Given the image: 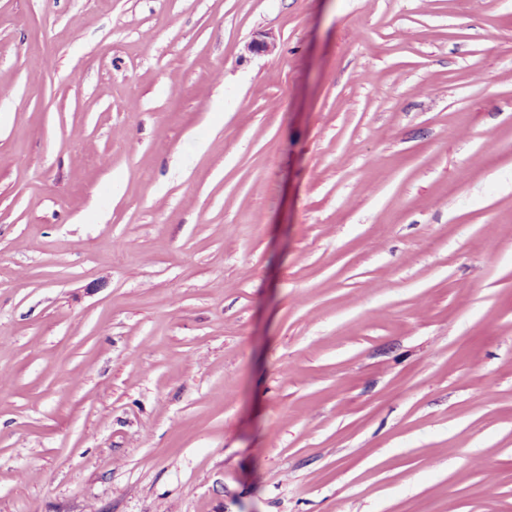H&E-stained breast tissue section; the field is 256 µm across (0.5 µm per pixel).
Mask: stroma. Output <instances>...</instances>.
<instances>
[{
    "mask_svg": "<svg viewBox=\"0 0 512 512\" xmlns=\"http://www.w3.org/2000/svg\"><path fill=\"white\" fill-rule=\"evenodd\" d=\"M1 85L0 512H512V0H0Z\"/></svg>",
    "mask_w": 512,
    "mask_h": 512,
    "instance_id": "obj_1",
    "label": "stroma"
}]
</instances>
